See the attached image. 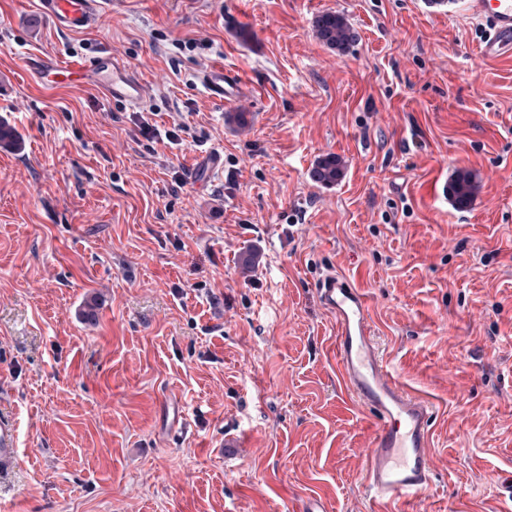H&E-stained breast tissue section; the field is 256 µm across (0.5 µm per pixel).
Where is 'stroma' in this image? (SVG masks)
I'll return each mask as SVG.
<instances>
[{
	"label": "stroma",
	"mask_w": 512,
	"mask_h": 512,
	"mask_svg": "<svg viewBox=\"0 0 512 512\" xmlns=\"http://www.w3.org/2000/svg\"><path fill=\"white\" fill-rule=\"evenodd\" d=\"M464 3L123 0L64 33L0 0V118L21 140L0 149V410L21 435L0 512H368L374 425L336 376L331 269L437 407L429 512H512V56L481 55ZM326 12L347 48L317 37ZM107 51L141 108L24 68ZM220 68L235 106L204 89ZM144 111L182 113L179 144L142 137ZM329 155L346 170L324 186ZM461 169L460 210L442 189ZM319 38L328 45H346L353 39V32L342 15L325 13L315 20ZM204 86L209 97L225 103L237 102L246 95V88L232 73L224 69L209 72ZM342 166L343 163L336 157L325 158L317 164L313 172V178L320 184L336 183L340 178ZM449 192L454 198L455 204L466 207L471 202L474 192V184L471 174L459 172L449 187Z\"/></svg>",
	"instance_id": "35a3bbf8"
}]
</instances>
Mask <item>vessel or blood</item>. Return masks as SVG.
I'll return each mask as SVG.
<instances>
[{"label": "vessel or blood", "mask_w": 512, "mask_h": 512, "mask_svg": "<svg viewBox=\"0 0 512 512\" xmlns=\"http://www.w3.org/2000/svg\"><path fill=\"white\" fill-rule=\"evenodd\" d=\"M115 0H40L39 10L56 29H90L114 13ZM465 8L483 21L486 33L482 54L495 58L512 52V0H466ZM28 71L48 75L60 83H81L100 77L112 99L137 107L146 87L137 71L112 54L92 59H56L46 55L25 58ZM212 99L225 103L241 100L245 87L224 69L209 72L204 80ZM317 297L322 308L336 318L334 359L340 386L352 403L371 416L377 428L363 448V484L371 512H389L391 505L421 498L430 488L435 406L411 393L395 378L378 340L365 296L335 271L320 279ZM19 456L18 424L13 415L0 414V476L8 474Z\"/></svg>", "instance_id": "1"}]
</instances>
